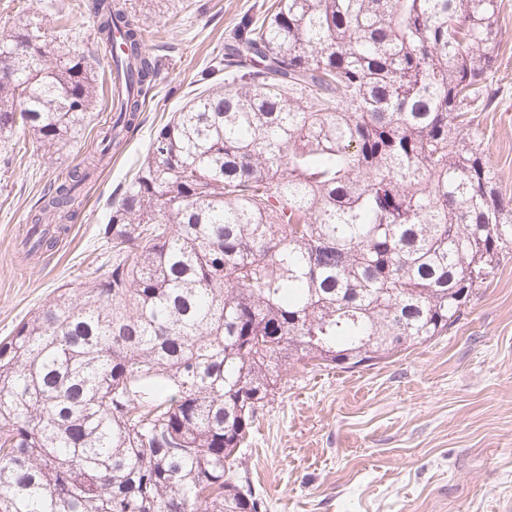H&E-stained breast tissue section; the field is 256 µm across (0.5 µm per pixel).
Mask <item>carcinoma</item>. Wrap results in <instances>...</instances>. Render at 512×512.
<instances>
[{"instance_id":"carcinoma-1","label":"carcinoma","mask_w":512,"mask_h":512,"mask_svg":"<svg viewBox=\"0 0 512 512\" xmlns=\"http://www.w3.org/2000/svg\"><path fill=\"white\" fill-rule=\"evenodd\" d=\"M124 87L49 186L28 253L123 145L158 63L94 0ZM499 0H272L241 15L155 133L102 235L110 269L0 340V512H266L253 424L296 363L370 367L443 336L512 234L475 113L494 109ZM0 133L50 149L97 103L91 58L0 31Z\"/></svg>"}]
</instances>
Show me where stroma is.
Returning a JSON list of instances; mask_svg holds the SVG:
<instances>
[{"label": "stroma", "instance_id": "1", "mask_svg": "<svg viewBox=\"0 0 512 512\" xmlns=\"http://www.w3.org/2000/svg\"><path fill=\"white\" fill-rule=\"evenodd\" d=\"M257 0H131L159 29L148 43L160 78L123 149L86 184L77 217L49 253L23 258L19 242L50 183L78 165L100 128L44 150L22 131L0 134V339L60 286L95 276L100 229L145 160L155 132L188 100L241 14ZM38 17L49 42L93 55L97 111L110 101L109 57L97 50L86 0H0V29ZM492 82L499 103L479 120L480 148L500 193L512 196V0ZM246 450L268 512H506L512 507V245L447 335L372 367L291 366Z\"/></svg>", "mask_w": 512, "mask_h": 512}]
</instances>
